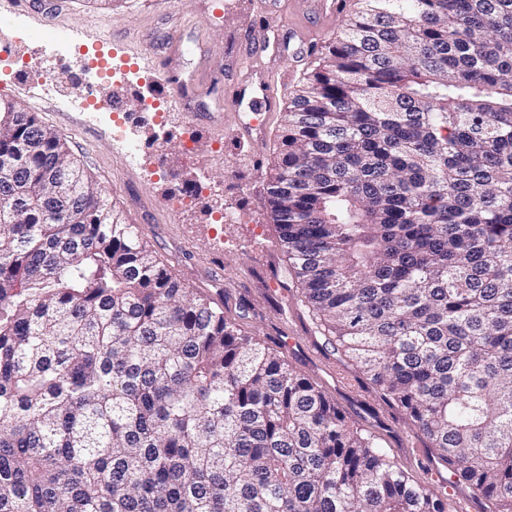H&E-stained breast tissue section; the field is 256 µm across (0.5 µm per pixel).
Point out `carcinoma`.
<instances>
[{"label": "carcinoma", "mask_w": 512, "mask_h": 512, "mask_svg": "<svg viewBox=\"0 0 512 512\" xmlns=\"http://www.w3.org/2000/svg\"><path fill=\"white\" fill-rule=\"evenodd\" d=\"M265 205L336 349L512 506V0H355ZM0 512H448L0 111Z\"/></svg>", "instance_id": "1"}]
</instances>
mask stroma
I'll return each mask as SVG.
<instances>
[{
  "label": "stroma",
  "instance_id": "stroma-1",
  "mask_svg": "<svg viewBox=\"0 0 512 512\" xmlns=\"http://www.w3.org/2000/svg\"><path fill=\"white\" fill-rule=\"evenodd\" d=\"M27 2L20 8L15 0H0V32L14 33L8 52L0 55V99L21 103L61 134L72 156L185 288L223 307L242 332L277 349L349 419L379 436L414 478L424 479V462L437 459L429 440L318 326L264 204L283 127L281 109L333 29L308 26L294 0H281L272 16L266 0H120L112 8L103 0H57L53 11L45 0ZM275 31L303 32L313 50L303 57L288 51L260 57L281 109L264 139L242 140L234 131L231 92L244 73L243 37ZM100 45L113 61L128 65L147 54L171 57L177 71L200 79L202 93L187 110L165 88L170 102L164 124L145 114L130 121L124 136H115L112 115L99 111V100L111 92L147 101L155 95L149 80L138 75L110 81L92 63ZM196 111L220 115L222 122L195 121ZM163 130L176 143L164 164L151 139ZM188 138L196 144L191 153L181 148ZM177 170L206 185L201 198L185 197L178 208L171 196ZM219 208L229 216L221 224L215 221Z\"/></svg>",
  "mask_w": 512,
  "mask_h": 512
}]
</instances>
